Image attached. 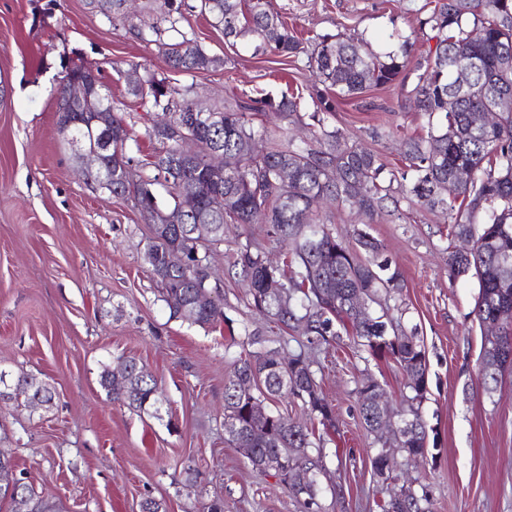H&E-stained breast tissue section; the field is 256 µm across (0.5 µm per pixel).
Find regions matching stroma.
Masks as SVG:
<instances>
[{
	"label": "stroma",
	"mask_w": 512,
	"mask_h": 512,
	"mask_svg": "<svg viewBox=\"0 0 512 512\" xmlns=\"http://www.w3.org/2000/svg\"><path fill=\"white\" fill-rule=\"evenodd\" d=\"M423 0H269L300 38L341 34L387 42L410 34ZM183 31L222 67L169 72L158 43L134 38L126 23L90 11L85 0H0V369L29 373L54 386L47 410L0 406V452L16 460L28 483L63 512H140L144 499L167 512H304L277 477L252 468L224 436V383L245 330L269 333L272 322L247 304V284L228 274L239 243L251 240L277 258L263 225L228 226L212 253L224 281L226 319L210 328L171 317L161 285L145 262L151 230L132 203L93 191L72 148L57 131L56 93L66 66H101L104 90L139 141L144 114L128 75H152L214 104L246 93L280 98L308 91L306 56L256 52L226 43L221 29L182 0ZM416 81L406 68L386 89L335 99L330 126L403 167L400 134H423L410 104ZM380 139H371V131ZM403 276L405 326H417L428 366L422 414L434 446L427 462L395 455V473L426 492L431 512H512V369L486 394L477 377L483 331L472 310L478 282L448 278L449 227L414 206L404 220L383 216L368 228ZM135 358L158 380L161 415L112 401L99 384L104 366ZM317 378L334 409L325 434L317 501L321 512H381L395 488L376 475L379 450L359 412L357 388L371 376L391 412L403 411L406 375L391 359L342 336L335 353L314 354ZM196 481H188L186 465Z\"/></svg>",
	"instance_id": "35a3bbf8"
}]
</instances>
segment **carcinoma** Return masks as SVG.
Returning <instances> with one entry per match:
<instances>
[{
    "label": "carcinoma",
    "mask_w": 512,
    "mask_h": 512,
    "mask_svg": "<svg viewBox=\"0 0 512 512\" xmlns=\"http://www.w3.org/2000/svg\"><path fill=\"white\" fill-rule=\"evenodd\" d=\"M267 5L268 0H200L199 9L223 29L229 43L253 39L277 54L307 56L311 80L324 87L311 98L313 110L308 118L315 130L310 140L297 143L290 139L271 146L272 132L247 118L254 111L300 122L306 107L300 96L215 104L210 109L224 113V126L209 133L197 158L170 166L173 134L147 124L144 136L159 148L152 160L141 164L134 181L120 172H107L109 194L131 200L136 208L143 205L155 210L153 241L145 261L162 286L163 302L171 316L202 328L224 321V296L208 309L193 305L198 290L211 287L207 274L196 264V255L205 257L222 244L227 225L251 224L255 212H263L267 235L285 250L274 267L248 244L236 251L233 267L252 283L248 305L266 310L273 322L325 352L344 333L360 339L370 352L383 350L404 364L407 418L414 430L393 447L424 460L428 442L421 412L428 384L425 352L417 327L407 329L400 318L389 315L390 302L400 295L401 273L391 268L388 259L380 258L379 243L363 231L357 233L356 241L367 257L359 258L326 229L317 209L323 202H335L372 220L385 212L402 218L403 201L426 207L438 223L452 225L456 240L466 243L448 251V275L470 274L477 279L473 313L479 325L505 304L512 310V265H502L504 256L512 257V0H428L417 9L418 28L409 36L395 34L398 49L387 52L377 51L364 37L345 40L330 34L317 36L306 48ZM147 8L171 33L168 41L160 43L169 71L190 73L223 64V59L207 53L195 37L181 30V6L174 0H147ZM105 18L129 23L133 35L145 42L161 35L154 22L133 23L123 0H112V14ZM474 30L482 37L471 38ZM418 39L427 49L416 67L412 95L426 135L403 139L405 169L389 170L376 152L349 141L338 128L329 129L328 114L335 107L325 91L334 89L346 97L394 84L408 66ZM461 63L471 64L463 86L456 77ZM74 68L88 83L90 104L110 103L103 84L89 74L88 65L80 63ZM129 88L148 114L177 112L185 119L203 106L154 76ZM486 112L496 115L490 125L482 120ZM114 123L112 151L123 153L130 132L122 119ZM211 149L238 159V167L221 174L223 162H213ZM461 170L468 171L469 178L460 179ZM157 185L163 186L170 202L161 199ZM198 224H209L213 230L204 245L194 234ZM271 276L286 286L287 298L282 302L265 293V282ZM358 294L370 305L365 313L354 308L353 298ZM263 343L259 334L248 333L246 348L232 362L233 370L224 384V422L237 429L226 432L227 442L243 449L252 467L264 473L271 461L306 462L309 477L292 493L307 496L311 509L318 494V465L311 459L317 447L314 429L277 410L254 414L252 408L282 398L296 399L325 428L334 426L333 408L305 351L289 354L285 370L278 352L264 349ZM127 363L129 370L119 376L105 367L100 386L115 402L159 414L155 377L135 359ZM509 365L511 361L497 355L495 337L484 335L478 379L486 394L496 390ZM14 381L21 403H33L37 409L52 404L55 392L50 383L25 373ZM357 392L363 423L379 443L376 426L383 415L374 400L382 386L366 377ZM392 460L391 451L379 450L372 459L374 473L390 474ZM426 502V495L418 496L402 486L389 496L383 512H430ZM0 503L7 505L8 512H62L25 482L15 495L0 492Z\"/></svg>",
    "instance_id": "1"
}]
</instances>
